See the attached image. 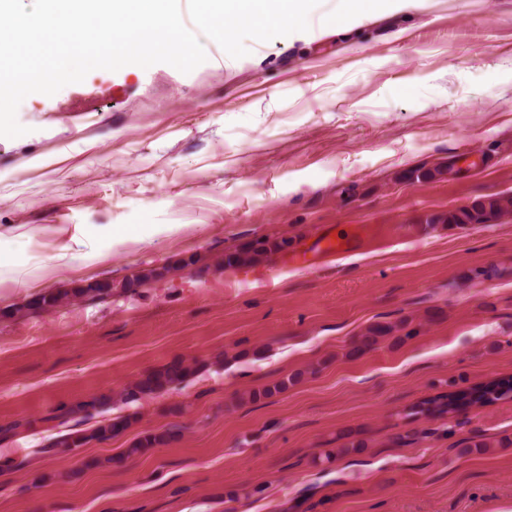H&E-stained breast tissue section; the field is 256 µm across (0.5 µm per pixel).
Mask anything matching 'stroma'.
I'll return each instance as SVG.
<instances>
[{
  "label": "stroma",
  "instance_id": "stroma-1",
  "mask_svg": "<svg viewBox=\"0 0 512 512\" xmlns=\"http://www.w3.org/2000/svg\"><path fill=\"white\" fill-rule=\"evenodd\" d=\"M370 8L344 32L342 0H321L308 31L246 40L244 57L187 74L96 69L20 104L28 134L0 137V426H31L0 443L15 463L0 470V512H224L236 490L237 512L307 497L317 512H512V397L445 436L404 416L512 376V216L430 221L512 192V0ZM448 160L457 175L402 178ZM333 224L356 227L342 259L284 268ZM282 235L292 247L269 260L211 265ZM163 266L134 295L14 313L49 289ZM476 268L493 275L469 280ZM403 318L414 337L348 356L369 324ZM176 358L206 368L115 406L134 423L111 441L41 454L58 406ZM173 424L177 441L124 458ZM351 432L365 450L325 460ZM473 436L488 450L461 454Z\"/></svg>",
  "mask_w": 512,
  "mask_h": 512
}]
</instances>
